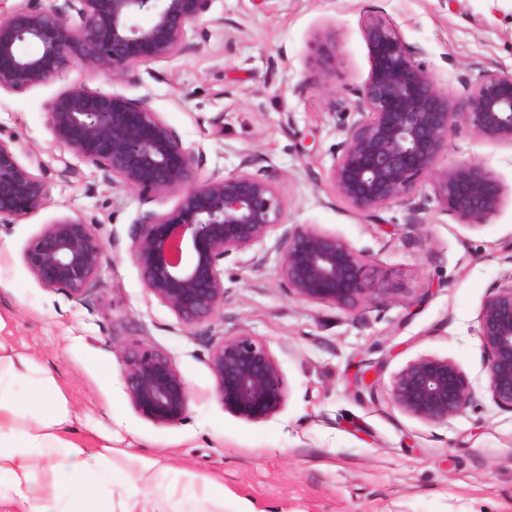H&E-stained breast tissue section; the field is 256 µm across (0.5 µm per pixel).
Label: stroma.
Instances as JSON below:
<instances>
[{"label": "stroma", "instance_id": "obj_1", "mask_svg": "<svg viewBox=\"0 0 512 512\" xmlns=\"http://www.w3.org/2000/svg\"><path fill=\"white\" fill-rule=\"evenodd\" d=\"M370 15L420 49L455 100L484 71L512 73V0H212L180 54L140 64L124 80L76 62L54 80L0 91V133L49 180L42 209L0 223L5 335L51 369L90 425L164 456L181 483L222 480L225 512H512V411L486 391L478 322L492 287L512 278V145L462 126L439 160L476 163L497 179L502 203L483 223L442 212L430 174L377 216L357 213L330 171L351 122V91L370 71ZM324 43L336 48L325 74L316 68ZM73 88L146 101L195 153L200 175L245 166L270 175L286 223L347 239L399 287L396 299L351 312L289 296L277 280V227L256 260L225 261L223 313L184 327L146 292L129 251L140 214L170 211L177 197H142L63 156L48 105ZM67 216L99 225L107 247L84 305L43 289L22 262L28 241ZM239 330L265 340L283 372L287 403L264 423L226 414L214 396L210 345ZM136 342L166 352L188 382L181 424L154 425L131 407L117 351ZM423 354L453 359L475 393L444 424L421 423L388 399L394 374ZM359 372L375 389L354 386Z\"/></svg>", "mask_w": 512, "mask_h": 512}]
</instances>
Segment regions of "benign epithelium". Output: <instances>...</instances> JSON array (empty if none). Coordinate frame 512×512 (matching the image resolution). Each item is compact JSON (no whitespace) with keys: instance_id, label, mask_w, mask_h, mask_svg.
Listing matches in <instances>:
<instances>
[{"instance_id":"1","label":"benign epithelium","mask_w":512,"mask_h":512,"mask_svg":"<svg viewBox=\"0 0 512 512\" xmlns=\"http://www.w3.org/2000/svg\"><path fill=\"white\" fill-rule=\"evenodd\" d=\"M212 0H54L48 8L12 7L0 15V90L22 92L52 80L79 60L114 80L132 68L168 60L182 51L187 28L208 12ZM79 19L68 26L61 16ZM150 15L142 25L138 18ZM363 35L371 67L353 90L360 119L345 139L330 172L334 189L362 214L406 198L416 179L435 177L441 209L465 223L494 214L502 202L497 180L483 167L458 163L439 168L448 137L459 126L480 137L512 144V75L487 71L463 105L442 91L415 52L386 22L366 19ZM41 50L24 55L20 46ZM336 49L318 48L322 74ZM56 142L112 177V183L151 197L175 193L165 213L143 212L131 230L130 253L148 294L187 328L212 322L224 309V260L277 242L279 285L306 302L331 303L349 311L394 299L398 289L348 240L311 224H286L273 179L259 171L200 177L195 153L146 102L88 90L68 89L49 105ZM48 182L23 165L11 139L0 137V223L11 224L40 210ZM105 243L98 225L65 217L33 237L22 260L39 285L71 301L88 302L99 282ZM487 392L512 410V279L498 284L479 313ZM122 378L131 407L161 426L182 423L190 409L188 382L165 352L134 345L120 351ZM214 394L224 412L248 423L273 419L288 394L280 365L266 342L244 330L226 334L209 349ZM473 391L460 366L424 354L392 380L391 402L424 423H444L470 405Z\"/></svg>"}]
</instances>
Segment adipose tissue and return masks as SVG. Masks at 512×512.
Here are the masks:
<instances>
[{"label": "adipose tissue", "instance_id": "obj_1", "mask_svg": "<svg viewBox=\"0 0 512 512\" xmlns=\"http://www.w3.org/2000/svg\"><path fill=\"white\" fill-rule=\"evenodd\" d=\"M0 319V512H224V485L160 482L161 458L83 433L52 372Z\"/></svg>", "mask_w": 512, "mask_h": 512}]
</instances>
